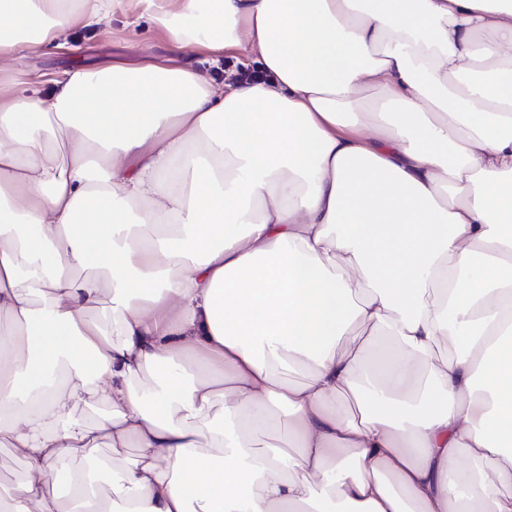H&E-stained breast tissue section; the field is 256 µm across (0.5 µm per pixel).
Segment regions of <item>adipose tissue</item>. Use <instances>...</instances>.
<instances>
[{"instance_id":"1","label":"adipose tissue","mask_w":512,"mask_h":512,"mask_svg":"<svg viewBox=\"0 0 512 512\" xmlns=\"http://www.w3.org/2000/svg\"><path fill=\"white\" fill-rule=\"evenodd\" d=\"M116 9L266 78L15 90ZM0 447V512H512V0H0ZM25 472V465L16 460L6 448L0 447V483L10 484Z\"/></svg>"}]
</instances>
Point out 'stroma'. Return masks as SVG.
Returning <instances> with one entry per match:
<instances>
[{
    "label": "stroma",
    "instance_id": "obj_1",
    "mask_svg": "<svg viewBox=\"0 0 512 512\" xmlns=\"http://www.w3.org/2000/svg\"><path fill=\"white\" fill-rule=\"evenodd\" d=\"M156 60L192 68L217 84L223 83L235 65L230 57L176 50L150 18L134 22L118 10L103 23L69 30L61 47L24 53L15 68L24 73L28 90L44 95L49 90L48 78L66 69L109 64L136 67Z\"/></svg>",
    "mask_w": 512,
    "mask_h": 512
}]
</instances>
